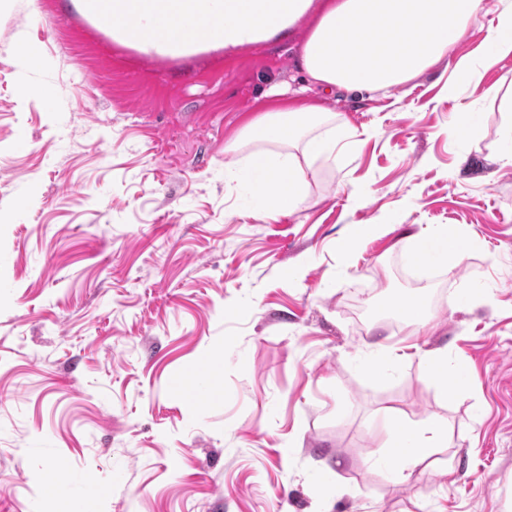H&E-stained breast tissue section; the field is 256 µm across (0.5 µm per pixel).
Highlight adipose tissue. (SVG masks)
Returning <instances> with one entry per match:
<instances>
[{
    "instance_id": "1",
    "label": "adipose tissue",
    "mask_w": 512,
    "mask_h": 512,
    "mask_svg": "<svg viewBox=\"0 0 512 512\" xmlns=\"http://www.w3.org/2000/svg\"><path fill=\"white\" fill-rule=\"evenodd\" d=\"M113 39L146 55L233 50L268 41L310 9L316 24L299 63L321 90L387 92L427 71L466 38L485 0H75ZM368 41H360L363 30ZM352 132L311 106L268 112L250 123L228 150L225 175L258 188L253 216L267 221L304 201L308 164L335 159ZM382 465L392 484L448 445V426L433 421L397 431Z\"/></svg>"
}]
</instances>
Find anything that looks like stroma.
<instances>
[{
    "label": "stroma",
    "instance_id": "35a3bbf8",
    "mask_svg": "<svg viewBox=\"0 0 512 512\" xmlns=\"http://www.w3.org/2000/svg\"><path fill=\"white\" fill-rule=\"evenodd\" d=\"M500 6L382 95L311 85L310 14L171 58L71 0H0V512L92 484L112 489L96 512H512V54L445 88ZM297 98L354 136L261 222L225 149ZM463 106L474 123L450 133ZM443 224L476 248L414 266L403 238ZM419 297L436 316L418 332L397 306ZM379 342L442 350L449 373L416 357L369 375ZM203 362L196 402L177 382ZM427 421L447 447L392 485L380 435Z\"/></svg>",
    "mask_w": 512,
    "mask_h": 512
}]
</instances>
